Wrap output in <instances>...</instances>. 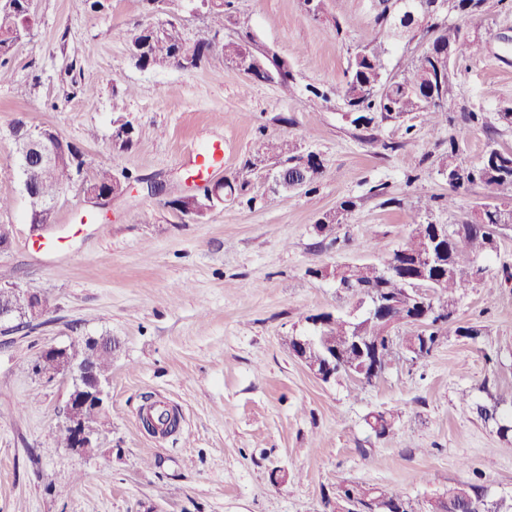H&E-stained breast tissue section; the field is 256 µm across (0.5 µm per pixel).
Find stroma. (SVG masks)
<instances>
[{
	"instance_id": "stroma-1",
	"label": "stroma",
	"mask_w": 512,
	"mask_h": 512,
	"mask_svg": "<svg viewBox=\"0 0 512 512\" xmlns=\"http://www.w3.org/2000/svg\"><path fill=\"white\" fill-rule=\"evenodd\" d=\"M375 0H324L320 17L302 0H228L225 26L208 34L202 14L180 12L187 42L211 35L216 48L192 71L144 69L130 37L168 13L141 0H35L27 38L0 60V224L15 227L0 250V276L40 293L48 308L33 327L0 334V512H334L341 490L362 485L400 494L411 512H428L450 487L482 484L489 500L512 497V433L480 419L472 403L501 399L512 411V232L486 256L483 281L459 300L456 318L477 340L447 332L425 359L399 353L380 378L327 384L291 353L308 315H362L365 304L308 276L315 263L380 261L405 243L411 225L473 219L486 191L451 194L439 157L456 140L477 163L488 139L512 151V128L462 123L473 110L494 119L512 107V0H487L464 24L485 45L456 63L457 93L448 121L419 115L369 129L345 117L340 93L356 49L380 39L385 75H403L421 40L375 27ZM250 33L275 51L295 92L242 73L220 50ZM316 86L326 96H310ZM91 88L85 96L83 88ZM134 130L115 149V120ZM49 125L78 145L82 178L67 182L52 219L60 248H39L29 203L14 170L16 121ZM290 140L323 160L314 190L267 202V167L249 164L255 143ZM224 143L215 178L243 183L241 203L183 218L141 181L189 190L183 157ZM103 165L131 183L103 207L82 189ZM386 184L387 197L374 194ZM355 207L330 247L315 228L341 201ZM94 218L80 223L83 211ZM116 342L111 400L99 449L58 448L70 382L34 370L41 351L77 336ZM180 416L176 432L149 434L146 398ZM392 421L388 437L370 427Z\"/></svg>"
}]
</instances>
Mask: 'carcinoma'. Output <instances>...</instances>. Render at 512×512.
<instances>
[{
	"instance_id": "1",
	"label": "carcinoma",
	"mask_w": 512,
	"mask_h": 512,
	"mask_svg": "<svg viewBox=\"0 0 512 512\" xmlns=\"http://www.w3.org/2000/svg\"><path fill=\"white\" fill-rule=\"evenodd\" d=\"M448 11L431 17L424 32L437 34L439 42L438 64L433 74L426 75L420 69H415L412 77H390L382 75L381 56L385 52L382 43L375 40L365 45L367 52L361 57L352 58L347 80L342 89V99L352 123L365 129L384 120H402L406 116L417 113L424 120L436 127L448 118L445 105L452 97L455 87L453 64L462 58L479 52V41L472 38L467 28L453 20L451 15L466 16L480 9L486 0H450ZM206 8L210 26L221 30L224 28V0H208ZM4 2L0 0V58L8 56L19 41V34L30 27L32 13L29 0H9L8 10L1 9ZM192 52L198 64H203L212 52L214 44L211 39L202 37L194 43H186L181 38L177 24L169 21L161 25H148L134 34L130 39V51L136 63L144 68L165 69L176 65L181 50ZM224 57L235 59L245 51L260 55L262 51L254 50L251 37L247 36L237 41H228L221 46ZM278 63L269 64L271 74L258 73V80H277L283 90L289 92L293 79L287 72L276 70ZM79 149L74 145L58 151L55 166L48 170L41 166H33L26 173L27 179L37 188L43 198L53 200L58 197L63 181L70 178L72 162ZM256 154L268 157L276 163L288 164L293 168L300 164L308 171V186H313L324 169L323 161L315 154L302 155L296 151L290 141L264 140L258 143ZM439 170L452 177L450 187L454 190L466 189L479 184L488 191L487 198L491 202L478 207L477 218L473 222L465 221L455 224L445 230V238L440 242V251L436 253L433 270L438 274L430 294L424 298L431 310L432 320L428 328L421 329L416 325H407L410 336L429 337L427 352H432L436 346L443 324L455 323L456 295L474 287L473 272L476 264L486 256L489 241L497 240L502 231L512 229V152L500 150L495 143L490 142L476 165H468L459 160V147L455 141L448 142V151L438 161ZM115 175L109 167L97 170L93 181L87 187L100 186L112 188ZM355 203L345 200L333 211H328L317 219L319 224H342L354 208ZM480 224L483 231H476L471 224ZM434 224L412 225L406 244L393 251L387 257L388 268L377 265H338L330 270V274L338 281L351 287V292L367 299L374 295L403 296L412 299L410 290L413 283L410 280L409 268L403 263L413 258H420L427 253V248L433 239ZM326 326L324 335L329 340L339 344L347 342L353 336L352 320L340 314L324 313ZM365 335L374 337L381 346L385 364L393 360V338L384 331L383 323L374 320ZM76 357L94 365L102 377H107L112 367V354L107 351H95L89 347L82 348ZM500 399L491 397L488 403H478L475 410L484 421H500ZM153 409L154 429L161 427L169 432L176 428V414L162 408L158 403H151ZM348 500H355L361 508L369 512H397L398 505L390 502L405 504L398 494L388 495L384 492L370 495L364 500V491L348 486L343 491ZM448 499L451 504L458 506L459 512H512V504L501 501H490L482 485L465 483L448 489Z\"/></svg>"
}]
</instances>
